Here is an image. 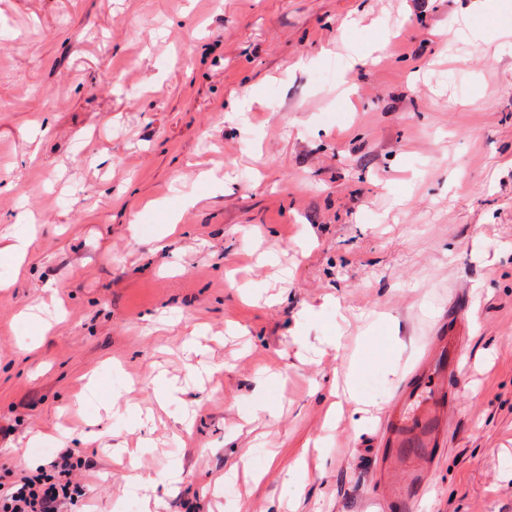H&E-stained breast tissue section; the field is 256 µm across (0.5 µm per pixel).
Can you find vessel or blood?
I'll return each instance as SVG.
<instances>
[{"label":"vessel or blood","mask_w":512,"mask_h":512,"mask_svg":"<svg viewBox=\"0 0 512 512\" xmlns=\"http://www.w3.org/2000/svg\"><path fill=\"white\" fill-rule=\"evenodd\" d=\"M467 310V304H455L449 320L438 323L427 348L428 353L447 355L449 369L430 374L416 370L384 417L390 448L386 462L404 466L400 480L385 484L377 497L384 512H408L410 494H425V476L451 407L449 380L461 366L458 335L466 327Z\"/></svg>","instance_id":"obj_1"}]
</instances>
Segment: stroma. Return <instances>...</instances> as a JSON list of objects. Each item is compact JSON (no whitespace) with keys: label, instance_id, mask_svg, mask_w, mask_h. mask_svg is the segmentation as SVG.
<instances>
[{"label":"stroma","instance_id":"obj_1","mask_svg":"<svg viewBox=\"0 0 512 512\" xmlns=\"http://www.w3.org/2000/svg\"><path fill=\"white\" fill-rule=\"evenodd\" d=\"M0 25L1 482L66 428L75 512H143L131 477L178 462L159 512H381L355 400L386 409L462 300L426 512H512V0H0Z\"/></svg>","mask_w":512,"mask_h":512}]
</instances>
